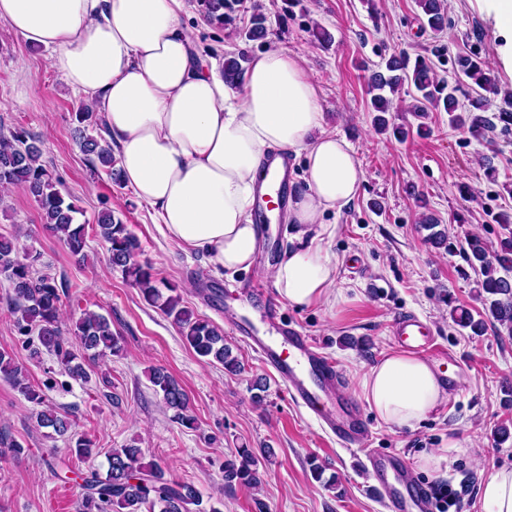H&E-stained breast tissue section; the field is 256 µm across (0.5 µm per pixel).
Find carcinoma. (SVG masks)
<instances>
[{
	"mask_svg": "<svg viewBox=\"0 0 512 512\" xmlns=\"http://www.w3.org/2000/svg\"><path fill=\"white\" fill-rule=\"evenodd\" d=\"M241 0H197L198 11L207 24L223 28L235 20L236 6ZM418 7L427 19L428 26L439 31L445 26V14L441 0H417ZM266 16L258 11L253 14L251 26L244 31L250 41L267 37ZM245 53L224 57V78L231 83L244 70ZM451 66L454 74L469 80L472 96L470 106L487 111L490 95L496 93L495 79L481 61L468 54L459 53ZM406 84H411L421 98L437 110L453 114L465 111V105L455 95L456 88L438 78L433 66L423 58L410 62V56L400 51L391 55L384 68L367 77L374 122L386 123L383 113L390 111L392 96ZM512 125V112L500 111L489 118L475 115L471 127L483 129ZM80 149L87 157L92 171L103 169L111 181L121 183L120 170L112 148L102 135H82ZM58 181L41 161V149L36 140L23 128L8 132L0 130V187L20 186L33 196L41 211L42 228L56 236L70 253L83 262L87 260V225L76 222V205L66 199L57 188ZM97 235L107 244L109 263L121 270L131 286L138 289L144 301L160 309L171 318L180 334L194 351L208 364L218 363L230 374L243 370L238 357L224 343V334L209 320L183 305L177 287L170 286L164 295L156 285L153 267L140 260L141 246L128 225L116 218L112 211H102L97 219ZM467 256L472 265L480 269L478 282L481 293L489 302V312L500 325L512 329V280L507 272L512 270V240L503 243L500 251L489 254L482 240L473 235L466 240ZM39 255L27 253L18 257L17 238L0 235V279L8 284L7 307L14 316V326L22 336L36 335L38 344L32 354L43 352L54 357L61 372L73 379L88 380V368L107 354L122 349L120 337L112 333L111 321L105 315L85 310L80 317L66 326L62 323L63 300L69 297V285L65 279L37 268ZM453 321L462 328L477 333L482 322L466 310L453 309ZM74 336L87 355H78L68 347V336ZM0 378L30 403L41 405L44 395L28 384L23 366L8 351H0ZM149 380L155 392L162 395L172 418L183 425H191L188 396L178 380L162 367L149 370ZM37 425L50 428L54 434L68 436L74 442L79 455H90L91 441L71 433V423L52 411L42 410L36 415ZM23 452V445L7 433H0V459L16 457ZM258 458L249 448L238 450V458L224 462V481L238 483L256 489L261 484L257 471ZM108 468L102 475L96 470L79 473L84 496L82 512H190V506L200 503V491L191 482L172 481L164 478V472L155 461L146 460L142 449L130 445L114 448L107 458Z\"/></svg>",
	"mask_w": 512,
	"mask_h": 512,
	"instance_id": "1",
	"label": "carcinoma"
}]
</instances>
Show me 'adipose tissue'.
<instances>
[{"instance_id": "1", "label": "adipose tissue", "mask_w": 512, "mask_h": 512, "mask_svg": "<svg viewBox=\"0 0 512 512\" xmlns=\"http://www.w3.org/2000/svg\"><path fill=\"white\" fill-rule=\"evenodd\" d=\"M186 0H0V22L51 49L81 105L99 115L125 186L156 214L164 234L202 254L218 274L249 271L260 235L256 187L268 154L303 161L304 185L289 201L298 248L270 269L295 307L328 301L337 268L322 218L355 200L364 171L353 147L323 128L317 90L298 59L272 47L251 54L226 83L200 59L183 22ZM385 423L411 427L448 397L425 358L385 356L362 381ZM483 512H512V468L480 486Z\"/></svg>"}]
</instances>
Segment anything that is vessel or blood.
<instances>
[{
	"label": "vessel or blood",
	"instance_id": "b4317fda",
	"mask_svg": "<svg viewBox=\"0 0 512 512\" xmlns=\"http://www.w3.org/2000/svg\"><path fill=\"white\" fill-rule=\"evenodd\" d=\"M278 186L273 192H258L256 217L268 222V214L284 208L288 201L290 169L287 162L276 165ZM248 299L263 298L261 317L272 324L271 335L261 334L249 316H241L236 330L249 342L261 361L271 368L285 386L292 401L316 410L340 447L360 450L375 480L374 492L384 501L387 512H434L432 490L402 482L407 469L398 456L370 445L371 433L360 418L359 409L349 399L336 398L341 376L333 358L294 324L282 322L280 305L268 290L248 291ZM394 341L399 346L421 352H439L440 347L428 325L419 316L404 312L392 323Z\"/></svg>",
	"mask_w": 512,
	"mask_h": 512
}]
</instances>
